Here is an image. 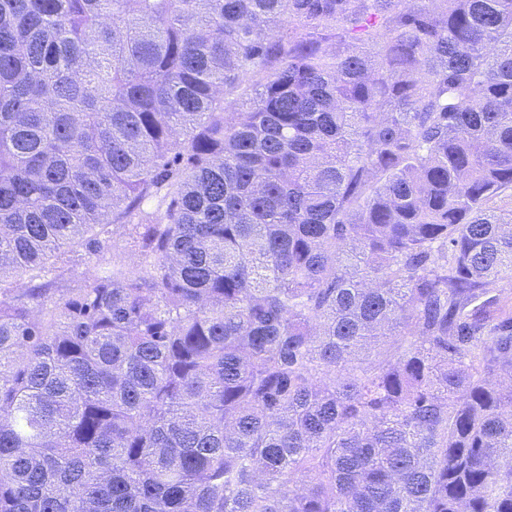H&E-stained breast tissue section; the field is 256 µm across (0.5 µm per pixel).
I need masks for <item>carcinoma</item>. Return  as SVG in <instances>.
<instances>
[{
    "instance_id": "1",
    "label": "carcinoma",
    "mask_w": 512,
    "mask_h": 512,
    "mask_svg": "<svg viewBox=\"0 0 512 512\" xmlns=\"http://www.w3.org/2000/svg\"><path fill=\"white\" fill-rule=\"evenodd\" d=\"M505 278L512 0H0V512H512Z\"/></svg>"
}]
</instances>
